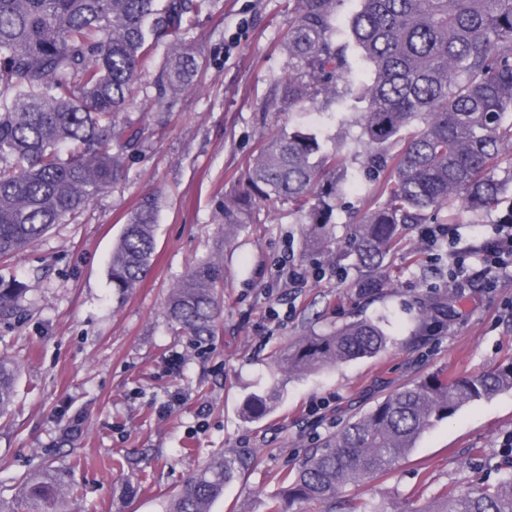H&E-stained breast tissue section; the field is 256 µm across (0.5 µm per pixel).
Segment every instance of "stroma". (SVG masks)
Wrapping results in <instances>:
<instances>
[{"label": "stroma", "mask_w": 512, "mask_h": 512, "mask_svg": "<svg viewBox=\"0 0 512 512\" xmlns=\"http://www.w3.org/2000/svg\"><path fill=\"white\" fill-rule=\"evenodd\" d=\"M358 8L359 0H339L334 37L348 46L354 80L366 83L371 69L348 44ZM292 21L288 0H210L184 36L199 53L193 88L158 102L153 83L169 45L161 39L122 115L143 131L125 179L0 262V277L29 286L22 314L0 320V355L20 368L15 411L0 420V499L16 512H26L22 481L34 474L68 488L58 512H164L190 476L224 454L247 465L211 512H267L311 451L396 389L512 359V274L492 288L479 276L453 288L437 275L419 225L390 258L392 287L371 298L357 295L352 273L304 253L301 218L288 205L275 204L225 245V193L243 190L262 140L299 123L349 139L355 178L336 210L338 240L349 239L348 214L366 206L362 103L348 96L327 111L310 102L267 106L293 64L283 40ZM148 194L159 205L152 270L122 297L108 261L127 213ZM208 257L222 259L225 276L216 332L200 344L172 326L167 303ZM296 265L309 273L301 288L285 277ZM432 295L448 296L453 311L423 329L420 308ZM380 315L391 341L377 356L303 375L274 364L303 335ZM252 395L266 396L269 409L248 420L242 408ZM509 438L512 391H504L436 422L394 470L338 497L369 512H428L448 492L511 471Z\"/></svg>", "instance_id": "1"}]
</instances>
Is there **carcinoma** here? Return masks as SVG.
<instances>
[{"label":"carcinoma","mask_w":512,"mask_h":512,"mask_svg":"<svg viewBox=\"0 0 512 512\" xmlns=\"http://www.w3.org/2000/svg\"><path fill=\"white\" fill-rule=\"evenodd\" d=\"M339 0H289L284 36L297 61L281 84L280 104L338 103L352 84L344 45L333 39ZM209 0H0V259L12 257L56 224L76 218L126 176V156L142 143L122 122L140 68L156 43L172 37L154 83L161 101L192 86L198 66L183 40ZM352 42L373 80L353 93L359 113L362 168L373 191L353 221L345 249L332 247L337 203L350 186L348 143L329 146L309 127L265 141L245 176L253 197L288 203L307 226L306 248L333 266L356 271L352 287L372 296L385 284L391 253L410 224H454L455 216L495 208L512 187V0H360L349 21ZM158 203L143 197L128 214L108 263L123 295L151 270ZM257 223L252 197L224 198V246ZM224 265L199 262L173 288L167 314L195 341L215 334ZM28 286L0 279V319L22 312ZM439 297L420 320L448 313ZM384 318H360L327 334H308L278 361L290 374L372 357L387 347ZM17 369L0 357V417L16 393ZM512 390V359L452 380L431 373L392 393L349 422L283 481L268 512L299 501L323 512H367L345 484L388 472L433 423L462 406ZM267 400H246L261 417ZM242 462L220 456L188 478L166 512H211ZM31 512L58 496L48 479L26 482ZM428 512H512V471L497 484L448 493Z\"/></svg>","instance_id":"cac0c4a2"}]
</instances>
